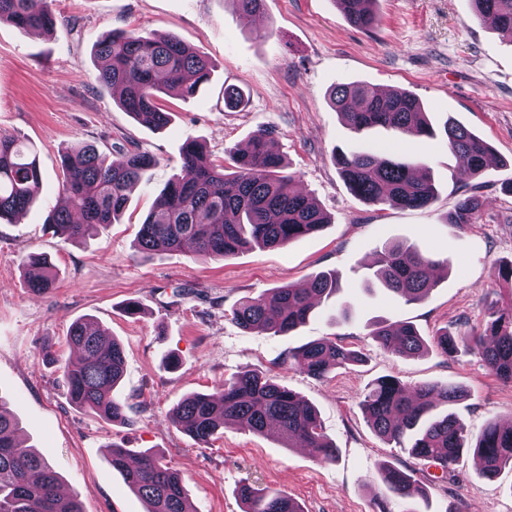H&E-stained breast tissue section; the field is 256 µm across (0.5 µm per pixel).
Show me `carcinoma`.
Returning a JSON list of instances; mask_svg holds the SVG:
<instances>
[{
    "label": "carcinoma",
    "mask_w": 512,
    "mask_h": 512,
    "mask_svg": "<svg viewBox=\"0 0 512 512\" xmlns=\"http://www.w3.org/2000/svg\"><path fill=\"white\" fill-rule=\"evenodd\" d=\"M375 0H336L349 22L372 28L378 18ZM474 18L494 30L512 35V0H470ZM0 22L20 29L50 32L51 11L33 10L31 0H0ZM98 81L120 89L119 105L137 121L161 129L170 113L160 107L159 94L195 95L210 80V61L178 36L145 37L136 29L102 36L94 45ZM332 105L344 123L360 134L384 128L398 136L433 135L420 101L395 90L380 94L365 84H339L332 90ZM448 150L471 176L482 174L494 157L493 148L461 124L444 125ZM273 133L260 130L245 149L227 150L229 166L216 164L200 142L187 138L182 146V167L189 176L172 179L156 199L138 231L135 251L143 257L160 252L190 250L207 258H226L247 248H277L320 232L330 218L295 184L288 165L272 145ZM339 173L358 199L390 208H426L437 197L423 165L395 156L363 151L335 157ZM154 163L139 149L113 160L93 144L70 149L63 161L59 190L66 205L50 213L46 224L63 243L87 240L123 215L132 187ZM42 172L37 152L15 137H0V221L24 214L37 200ZM478 198L461 199L446 223L459 227L473 223ZM432 260L414 244L389 242L379 252L373 276L407 303L424 300L435 286ZM25 283L46 293L56 275L44 257L28 254L23 263ZM339 288L334 272L313 277L308 287L292 285L258 297L246 296L232 309V320L245 330L285 335L303 324L321 300ZM378 344L395 356H409L431 347L455 357L460 347L474 351L490 374L512 383V304L490 308L482 333L456 336L446 329L428 340L410 323H378L371 331ZM68 341L78 351L74 361L60 365L70 402L108 421L128 420L127 406L113 396L123 375L124 351L120 343L91 329L90 321H75ZM362 358L333 340H317L288 353L289 367L321 378L334 368L359 363ZM461 388L452 383L409 386L386 376L376 380L362 407L375 432L388 441L408 442L417 460L435 464L445 472L472 453L482 463V475L495 477L512 467V424L491 422L471 441L451 413L433 411L458 401ZM228 421L253 433L273 426L292 447L301 443L317 460L336 459L315 408L260 371H247L213 393L184 398L170 414V422L199 443H207ZM20 425L9 403L0 396V512H81L73 498L60 496L54 468L33 449L17 441ZM112 468L148 505L147 512H191L179 475L149 450L139 453L137 465L127 464L128 451L112 448ZM386 491L397 497L412 495L407 473L388 467ZM240 498L247 512H302L286 492H261L243 486Z\"/></svg>",
    "instance_id": "obj_1"
}]
</instances>
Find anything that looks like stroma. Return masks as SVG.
<instances>
[{
	"instance_id": "stroma-1",
	"label": "stroma",
	"mask_w": 512,
	"mask_h": 512,
	"mask_svg": "<svg viewBox=\"0 0 512 512\" xmlns=\"http://www.w3.org/2000/svg\"><path fill=\"white\" fill-rule=\"evenodd\" d=\"M51 34L0 24V134L34 143L43 175L37 203L13 223H0V394L35 448L62 478L83 512H145L146 505L108 463L110 447L153 450L183 480L194 512H242L238 490L288 492L303 512H512V468L483 478L464 457L449 474L380 438L360 402L371 384L395 376L410 385L453 382L465 395L450 410L476 437L490 422L512 420V385L490 375L480 358L431 350L397 357L374 341L375 323L409 322L424 337L442 328L472 335L488 305L512 301L496 274L512 263V38L480 24L470 0H378L370 29L347 20L334 0H264L261 20L247 22L232 0H47ZM143 36L174 33L206 55L212 77L190 99L162 98L170 124L155 130L118 104L96 79L93 46L115 29ZM404 90L424 105L432 137L400 138L385 129L353 133L333 108L339 84ZM245 103L224 106V91ZM455 120L482 136L496 158L469 177L448 150L442 128ZM260 129L277 148L299 188L331 222L317 234L275 249L216 260L169 253L140 259L134 242L156 199L181 173L186 138L200 140L215 163ZM93 143L120 158L139 147L155 159L132 190L120 223L79 244L45 230L60 204L62 154ZM393 152L425 164L438 189L428 208L369 205L348 190L336 151ZM482 207L465 228L445 218L460 199ZM390 241L416 244L448 261L421 302L407 303L369 284V263ZM48 255L57 279L49 294L29 291L21 276L26 254ZM338 273L339 290L285 335L246 331L231 319L239 299L305 285ZM90 319L123 347L117 397L128 421L110 422L72 405L55 365L39 355L50 346L68 359L71 324ZM338 339L363 363L314 378L285 367L289 351ZM276 374L318 411L336 459L319 462L309 449L287 448L270 434L229 424L197 443L168 416L185 397L211 393L246 371ZM412 474V498L388 496L384 466Z\"/></svg>"
}]
</instances>
